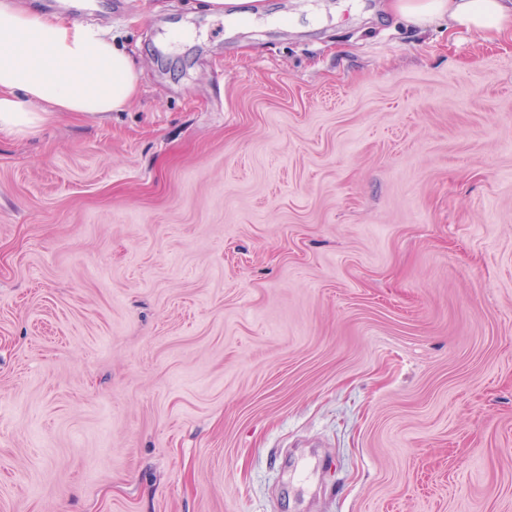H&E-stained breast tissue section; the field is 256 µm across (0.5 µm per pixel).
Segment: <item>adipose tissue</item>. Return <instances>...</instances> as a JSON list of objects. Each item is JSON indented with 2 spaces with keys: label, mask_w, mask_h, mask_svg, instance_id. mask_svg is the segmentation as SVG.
Here are the masks:
<instances>
[{
  "label": "adipose tissue",
  "mask_w": 512,
  "mask_h": 512,
  "mask_svg": "<svg viewBox=\"0 0 512 512\" xmlns=\"http://www.w3.org/2000/svg\"><path fill=\"white\" fill-rule=\"evenodd\" d=\"M425 28L444 19L482 38L512 34V0H392ZM139 92L135 60L104 28L0 0V131L24 135L63 113L105 118Z\"/></svg>",
  "instance_id": "1"
}]
</instances>
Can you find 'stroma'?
I'll return each instance as SVG.
<instances>
[{
  "instance_id": "obj_1",
  "label": "stroma",
  "mask_w": 512,
  "mask_h": 512,
  "mask_svg": "<svg viewBox=\"0 0 512 512\" xmlns=\"http://www.w3.org/2000/svg\"><path fill=\"white\" fill-rule=\"evenodd\" d=\"M17 2L140 91L0 132V512H512V39Z\"/></svg>"
}]
</instances>
